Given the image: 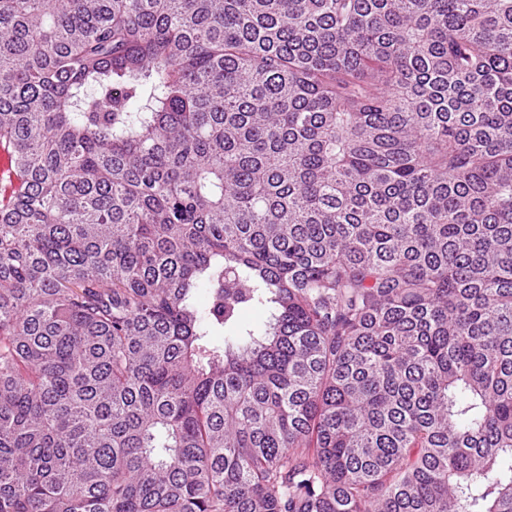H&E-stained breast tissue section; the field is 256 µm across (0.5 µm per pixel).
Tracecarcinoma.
Here are the masks:
<instances>
[{"label": "carcinoma", "instance_id": "1", "mask_svg": "<svg viewBox=\"0 0 512 512\" xmlns=\"http://www.w3.org/2000/svg\"><path fill=\"white\" fill-rule=\"evenodd\" d=\"M2 145L0 512H512V0H0Z\"/></svg>", "mask_w": 512, "mask_h": 512}]
</instances>
